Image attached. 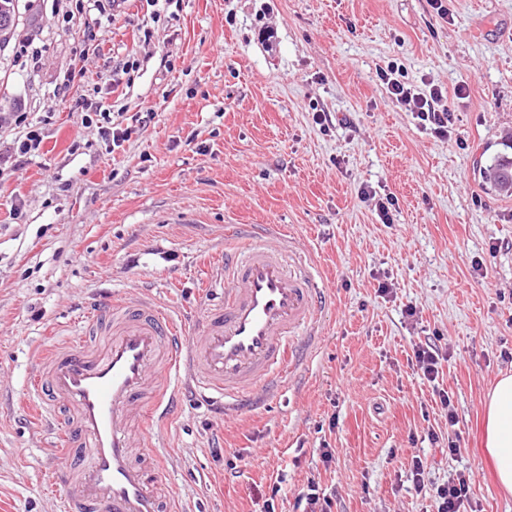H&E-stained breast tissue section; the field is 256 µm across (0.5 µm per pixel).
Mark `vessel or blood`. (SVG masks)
Here are the masks:
<instances>
[{
  "mask_svg": "<svg viewBox=\"0 0 512 512\" xmlns=\"http://www.w3.org/2000/svg\"><path fill=\"white\" fill-rule=\"evenodd\" d=\"M216 281L224 298L205 303L195 331L151 296H107L87 328L40 353L44 414H72L59 512H181L179 495L158 491L166 451L156 430L185 396L230 418L283 386L291 345L326 306L324 287L289 264L284 239L245 243ZM136 446L143 462L131 457Z\"/></svg>",
  "mask_w": 512,
  "mask_h": 512,
  "instance_id": "b4317fda",
  "label": "vessel or blood"
}]
</instances>
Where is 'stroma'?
I'll return each mask as SVG.
<instances>
[{
	"label": "stroma",
	"instance_id": "stroma-1",
	"mask_svg": "<svg viewBox=\"0 0 512 512\" xmlns=\"http://www.w3.org/2000/svg\"><path fill=\"white\" fill-rule=\"evenodd\" d=\"M443 5L118 0L70 20V0H15L0 115L27 113L42 142L19 157L27 128L0 126V512H50L58 492L64 430L30 408L37 351L107 292H150L195 320L212 272L262 230L307 256L329 305L265 407L220 423L189 400L171 421L162 481L187 512H264L277 479L284 512L311 481L338 512H437L433 485L462 469L470 512H512L484 412L512 372V196L479 174L512 155V0ZM392 62L442 89L448 137L390 97L377 73ZM86 101L135 133L111 147L82 127ZM365 187L391 198L389 221ZM435 333L430 383L413 348Z\"/></svg>",
	"mask_w": 512,
	"mask_h": 512
}]
</instances>
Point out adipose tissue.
Segmentation results:
<instances>
[{
  "instance_id": "adipose-tissue-1",
  "label": "adipose tissue",
  "mask_w": 512,
  "mask_h": 512,
  "mask_svg": "<svg viewBox=\"0 0 512 512\" xmlns=\"http://www.w3.org/2000/svg\"><path fill=\"white\" fill-rule=\"evenodd\" d=\"M485 448L501 487L512 493V375L495 384L486 402Z\"/></svg>"
}]
</instances>
